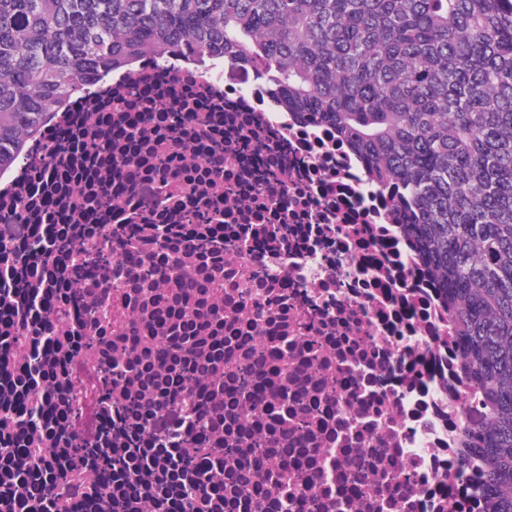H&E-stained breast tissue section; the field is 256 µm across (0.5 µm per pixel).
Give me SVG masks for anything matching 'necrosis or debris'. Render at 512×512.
I'll list each match as a JSON object with an SVG mask.
<instances>
[{"label":"necrosis or debris","mask_w":512,"mask_h":512,"mask_svg":"<svg viewBox=\"0 0 512 512\" xmlns=\"http://www.w3.org/2000/svg\"><path fill=\"white\" fill-rule=\"evenodd\" d=\"M105 137L110 150L91 149ZM33 151L51 168L0 173L16 245L121 223L219 224L240 239L224 254V353L263 365L251 400L224 381V483L239 490L225 512H258L273 486L289 512H485L466 434L484 412L443 296L359 155L288 111L259 65L141 56L56 114ZM268 224L287 225L282 242L265 244ZM275 290L287 308L270 309ZM241 297L270 309L265 331Z\"/></svg>","instance_id":"1"}]
</instances>
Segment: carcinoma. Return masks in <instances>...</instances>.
I'll list each match as a JSON object with an SVG mask.
<instances>
[{
	"label": "carcinoma",
	"instance_id": "1",
	"mask_svg": "<svg viewBox=\"0 0 512 512\" xmlns=\"http://www.w3.org/2000/svg\"><path fill=\"white\" fill-rule=\"evenodd\" d=\"M165 62L172 57L220 56L255 59L264 67L288 108L313 123L335 127L363 157L370 187L392 192L396 216L419 248L458 330V346L485 406L482 424L469 432L474 463L483 470V493L492 512H512V0H0V172L26 155L45 127L84 87L126 68L141 54ZM142 238L119 239L136 256L140 284L168 286L176 307L151 317L149 334L136 338L159 346L158 370L183 365L182 390L162 388L148 416L180 410L192 447L201 437L224 436V417L189 400L205 382L211 397L224 395L220 343L199 350L203 340L178 336L187 326L224 327V308L201 311L197 297L224 289V268L187 270L170 261L182 242L168 225H153ZM202 258L224 252V236L205 224L185 239ZM79 269L107 271L109 243L85 247L84 239L56 234L23 247L0 221V264L40 263L33 276L53 288L59 255ZM68 333L57 337L59 357L47 371H19L18 389L42 406L68 404L59 375L71 341L83 334L98 304L85 298L83 278L69 280ZM137 347L113 350L103 359L109 374L136 373ZM112 435L90 441L87 456L104 470L128 477L151 462L135 451L149 432L137 421L128 384H117ZM26 427L46 447L66 448L72 435L44 411L20 417L0 407V446ZM229 462L189 464L184 497ZM70 465V457L42 453L20 461L9 486L26 507L40 497L24 470Z\"/></svg>",
	"mask_w": 512,
	"mask_h": 512
}]
</instances>
